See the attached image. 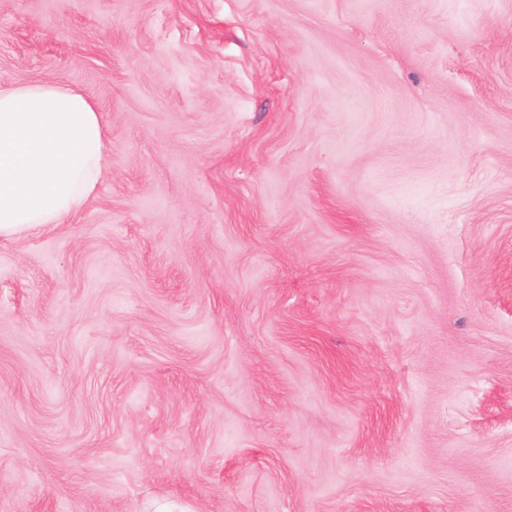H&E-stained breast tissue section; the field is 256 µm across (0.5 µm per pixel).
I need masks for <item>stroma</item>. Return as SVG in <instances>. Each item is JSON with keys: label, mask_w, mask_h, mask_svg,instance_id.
I'll return each instance as SVG.
<instances>
[{"label": "stroma", "mask_w": 512, "mask_h": 512, "mask_svg": "<svg viewBox=\"0 0 512 512\" xmlns=\"http://www.w3.org/2000/svg\"><path fill=\"white\" fill-rule=\"evenodd\" d=\"M112 141L0 239V512H512V0H0Z\"/></svg>", "instance_id": "1"}]
</instances>
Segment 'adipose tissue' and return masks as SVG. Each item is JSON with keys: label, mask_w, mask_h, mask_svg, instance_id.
<instances>
[{"label": "adipose tissue", "mask_w": 512, "mask_h": 512, "mask_svg": "<svg viewBox=\"0 0 512 512\" xmlns=\"http://www.w3.org/2000/svg\"><path fill=\"white\" fill-rule=\"evenodd\" d=\"M110 151L96 104L75 87H0V238L70 223L97 195Z\"/></svg>", "instance_id": "obj_1"}]
</instances>
